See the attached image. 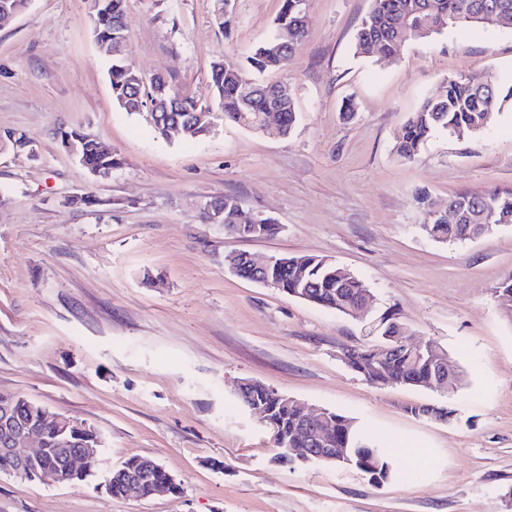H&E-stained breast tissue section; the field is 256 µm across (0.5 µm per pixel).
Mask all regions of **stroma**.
Segmentation results:
<instances>
[{"instance_id":"35a3bbf8","label":"stroma","mask_w":512,"mask_h":512,"mask_svg":"<svg viewBox=\"0 0 512 512\" xmlns=\"http://www.w3.org/2000/svg\"><path fill=\"white\" fill-rule=\"evenodd\" d=\"M280 7L232 0L227 34L214 0H126L127 58L205 101L213 63L281 37ZM369 8L309 0L304 40L271 75L294 90L297 121L285 136L218 113L206 138H160L114 102L89 0H30L0 28V391L104 438L87 481L0 473V512H503L512 302L494 289L512 272V225L442 244L423 224L427 204L450 195L512 191V110L475 136L436 131L410 161L394 146L450 75L512 85V28H451L384 61L354 50ZM62 127L91 135L123 166L91 175L59 144ZM13 131L32 148L13 146ZM80 195L94 205L72 204ZM226 195L278 233L241 239L202 221V206ZM240 252L328 257L374 300L352 318L288 297L231 274L227 257ZM390 312L447 355L462 375L457 390L375 387L344 363ZM244 379L354 418L416 478L377 486L350 468L275 462L259 414L238 402ZM422 405L450 416L412 415ZM131 456L157 460L179 493L108 494Z\"/></svg>"}]
</instances>
